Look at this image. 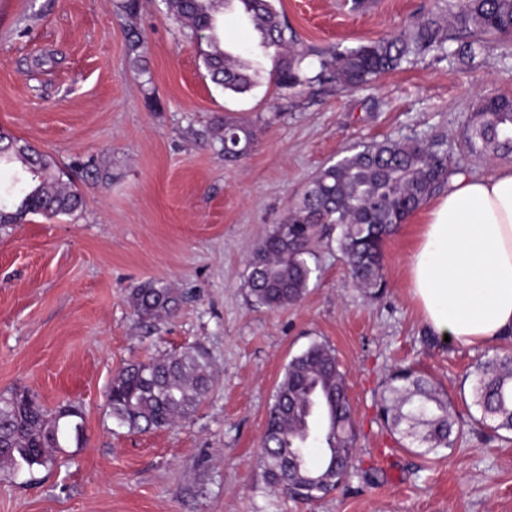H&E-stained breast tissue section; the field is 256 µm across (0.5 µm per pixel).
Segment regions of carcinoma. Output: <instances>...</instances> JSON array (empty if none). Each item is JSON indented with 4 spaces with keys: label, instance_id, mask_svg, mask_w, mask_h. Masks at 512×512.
I'll use <instances>...</instances> for the list:
<instances>
[{
    "label": "carcinoma",
    "instance_id": "obj_1",
    "mask_svg": "<svg viewBox=\"0 0 512 512\" xmlns=\"http://www.w3.org/2000/svg\"><path fill=\"white\" fill-rule=\"evenodd\" d=\"M167 13L202 46L200 55L210 80L226 92L244 94L263 72L261 57L275 54L270 81L297 90L314 83L344 90L366 86L394 71L410 57L434 52L443 59L472 62L484 50L482 36L512 34V0H450L447 8L418 18L398 34L319 55L318 70L304 67L309 52L296 48V35L272 0H163ZM235 13L257 37L242 53L224 47V14ZM127 55L138 63L146 49L142 31H127ZM212 140L224 159L246 156L254 144L251 126L224 117ZM468 148L488 157L512 155V98L480 101L466 119ZM20 163L25 180L13 177L18 196L0 207V226L23 224L31 214L70 215L82 196L59 187L62 172L38 151L0 133V164ZM448 150L441 140L424 142L408 136L362 143L336 162L322 167L286 217L269 229L247 261L245 286L254 303L278 310L304 298L318 270L315 247L325 233L336 231V247L357 287L368 296L383 288V243L448 183ZM182 294L152 282L133 290L138 317L157 320L174 315ZM211 374L205 355L186 349L146 362L130 363L112 379L109 414L132 431L162 430L190 417L206 398ZM478 422L493 431L512 432V351L478 364L473 379ZM378 419L400 435L405 448H448L456 420L448 393L411 366L397 368L378 403ZM82 412L62 405L48 410L24 393L0 394V470L44 467L49 448L80 443ZM359 432L345 377L335 351L313 342L293 356L278 382L261 441L259 463L267 483L297 499L309 500L334 490L351 473ZM321 447L311 463L307 443Z\"/></svg>",
    "mask_w": 512,
    "mask_h": 512
}]
</instances>
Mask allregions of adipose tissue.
Wrapping results in <instances>:
<instances>
[{
  "mask_svg": "<svg viewBox=\"0 0 512 512\" xmlns=\"http://www.w3.org/2000/svg\"><path fill=\"white\" fill-rule=\"evenodd\" d=\"M407 270L434 334L465 345L512 335V167L453 177L424 212Z\"/></svg>",
  "mask_w": 512,
  "mask_h": 512,
  "instance_id": "1",
  "label": "adipose tissue"
}]
</instances>
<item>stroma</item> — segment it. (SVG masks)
Instances as JSON below:
<instances>
[{"label":"stroma","instance_id":"stroma-1","mask_svg":"<svg viewBox=\"0 0 512 512\" xmlns=\"http://www.w3.org/2000/svg\"><path fill=\"white\" fill-rule=\"evenodd\" d=\"M351 2L275 6L318 54L393 36L443 0H368L361 12ZM116 3L0 0V129L50 157L84 199L72 215L0 227V394L25 389L47 409L79 407L85 421L82 445L48 466L0 472V512H512V432L488 440L472 395L476 365L512 341L433 339L404 264L422 211L385 240L377 297L325 241L300 303L260 308L244 286L250 251L353 144L442 136L452 174L511 167L512 156L468 151L462 128L484 97H512V36L492 37L474 64L429 53L355 92L276 89L268 56L256 86L235 95L210 81L162 0H142L132 20ZM132 25L147 40L138 69ZM228 114L257 128L236 162L207 135ZM147 282L184 294L173 317L136 316L130 294ZM315 341L336 351L360 440L353 475L305 502L268 487L258 453L286 365ZM188 347L212 371L189 419L145 433L112 420L107 394L122 367ZM408 364L451 397L452 447L412 453L378 420L386 381Z\"/></svg>","mask_w":512,"mask_h":512}]
</instances>
